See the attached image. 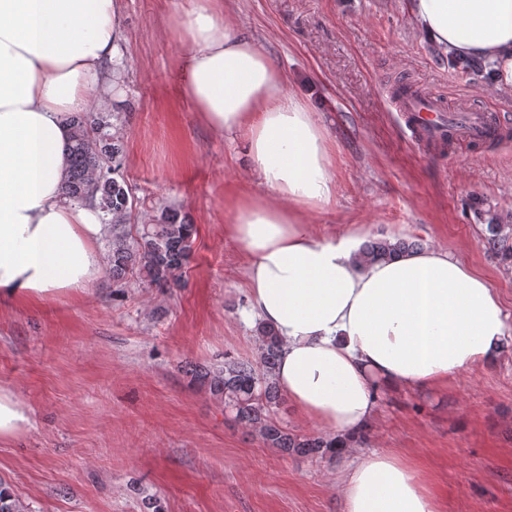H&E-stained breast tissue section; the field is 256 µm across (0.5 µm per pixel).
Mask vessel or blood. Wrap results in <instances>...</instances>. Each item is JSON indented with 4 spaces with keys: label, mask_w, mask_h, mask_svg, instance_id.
Returning <instances> with one entry per match:
<instances>
[{
    "label": "vessel or blood",
    "mask_w": 512,
    "mask_h": 512,
    "mask_svg": "<svg viewBox=\"0 0 512 512\" xmlns=\"http://www.w3.org/2000/svg\"><path fill=\"white\" fill-rule=\"evenodd\" d=\"M394 106L408 139L419 145L449 140L491 145L505 135L506 126L498 116L477 109L452 110L441 98L413 83L396 98Z\"/></svg>",
    "instance_id": "vessel-or-blood-1"
}]
</instances>
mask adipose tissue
<instances>
[{"label":"adipose tissue","instance_id":"obj_1","mask_svg":"<svg viewBox=\"0 0 512 512\" xmlns=\"http://www.w3.org/2000/svg\"><path fill=\"white\" fill-rule=\"evenodd\" d=\"M423 36L492 66L512 90V0H408ZM168 28L188 44L182 94L214 133L244 139L257 192L230 203L225 233L248 257L252 312L283 345L276 379L300 418L326 435L361 432L384 385L435 388L498 357L501 298L481 272L434 246L357 266V236L325 237L308 221L336 196L328 139L307 103L240 32L225 0H184ZM116 0H0V302L44 304L104 270L97 211L61 184L72 112L103 108L88 83L118 55ZM33 426L0 388V443ZM341 512H442L431 476L394 452L344 456Z\"/></svg>","mask_w":512,"mask_h":512}]
</instances>
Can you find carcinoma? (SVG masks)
<instances>
[{"instance_id": "obj_1", "label": "carcinoma", "mask_w": 512, "mask_h": 512, "mask_svg": "<svg viewBox=\"0 0 512 512\" xmlns=\"http://www.w3.org/2000/svg\"><path fill=\"white\" fill-rule=\"evenodd\" d=\"M70 135L65 145L67 171L64 193L74 201H92L112 224V278L144 270L149 284L159 288L176 282L191 255L193 225L179 224L168 216L153 224L129 245L123 224L133 201L125 182L112 177L123 147L100 130L106 127L100 112H76L67 120ZM484 246L505 266H512V224H488ZM418 244L404 239L380 238L358 251L360 265L392 260L412 252ZM256 358L224 356V365L194 377L224 403L234 421L283 454L312 455L332 459L346 447L344 441L324 434L295 433L275 414L284 403L274 375L282 343L269 326L259 325ZM0 512H26L21 501L0 482Z\"/></svg>"}]
</instances>
